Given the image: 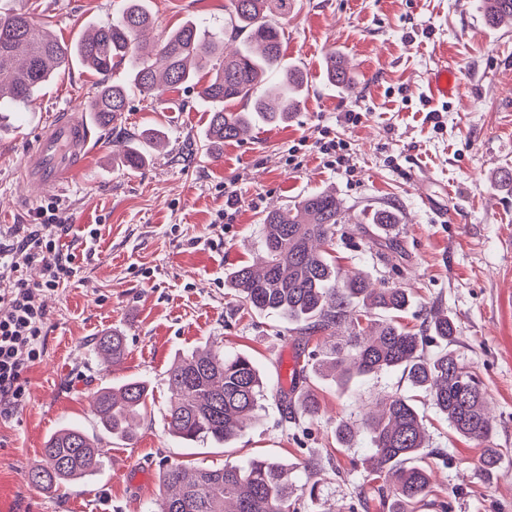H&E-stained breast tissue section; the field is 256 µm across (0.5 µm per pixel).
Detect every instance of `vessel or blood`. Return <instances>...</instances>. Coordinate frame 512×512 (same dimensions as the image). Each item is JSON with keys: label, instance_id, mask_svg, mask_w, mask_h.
<instances>
[{"label": "vessel or blood", "instance_id": "vessel-or-blood-1", "mask_svg": "<svg viewBox=\"0 0 512 512\" xmlns=\"http://www.w3.org/2000/svg\"><path fill=\"white\" fill-rule=\"evenodd\" d=\"M427 86L432 95L445 99L458 95L456 72L449 66L433 70ZM90 130L79 110L62 113L39 134L21 163L22 181L35 192L67 184L90 153Z\"/></svg>", "mask_w": 512, "mask_h": 512}]
</instances>
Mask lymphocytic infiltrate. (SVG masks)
I'll use <instances>...</instances> for the list:
<instances>
[{"label":"lymphocytic infiltrate","mask_w":512,"mask_h":512,"mask_svg":"<svg viewBox=\"0 0 512 512\" xmlns=\"http://www.w3.org/2000/svg\"><path fill=\"white\" fill-rule=\"evenodd\" d=\"M58 205L46 207L43 222L26 229H7L0 242V413L7 412L25 395V373L40 361L44 351L47 309L43 298L57 291L77 273L73 254L62 252L59 240L69 227L59 221ZM41 261L43 279L29 283L23 266Z\"/></svg>","instance_id":"lymphocytic-infiltrate-1"}]
</instances>
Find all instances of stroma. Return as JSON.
<instances>
[{"label":"stroma","instance_id":"35a3bbf8","mask_svg":"<svg viewBox=\"0 0 512 512\" xmlns=\"http://www.w3.org/2000/svg\"><path fill=\"white\" fill-rule=\"evenodd\" d=\"M117 2L16 0L32 5L36 18L67 42L111 18ZM225 2L148 0L155 18L150 37L189 18L223 26ZM332 51L348 61L353 93L325 81ZM282 56L308 75L298 112L284 125L225 143L215 158L201 149L208 106L195 88L160 103L135 95L121 120L95 127L90 157L63 190L26 202L25 152L55 113L85 108L99 82L79 65L48 83L15 128L0 132V226L37 223L39 207L60 203L69 224L61 243L79 266L46 295L45 353L25 375L23 399L0 415V512H145L158 487L135 490L130 477L158 473L163 460L219 467L274 456L298 463L311 452L322 465L299 473V481L318 482L322 501L336 512L356 505L367 439L342 447L336 425L359 420L387 395H411L402 371L345 391L308 376L320 412L292 423L268 392L257 423L224 450L180 443L164 428L166 372L183 352L218 342L225 352L249 354L269 382L284 385L289 356L318 353L323 334L307 340L288 322L247 309L228 276L261 257L268 211L325 189L335 191L345 216L337 266L367 273L378 288L411 289L413 303L401 321L414 333H423L429 310L448 312L458 327L448 348L486 391L491 443L506 451L491 477L481 447L456 437L428 401H416L433 446L446 453L434 462L439 499L448 512H512V191L495 182L498 170L512 169V27L487 28L475 0H292ZM443 62L455 67L460 99L442 102L427 92L429 73ZM350 109L360 112V123H345ZM146 128L160 130L165 142L145 167L128 172L118 161L121 144ZM327 129L348 142V169L327 166L318 153ZM297 143L295 167L288 149ZM228 186L237 209L231 223L220 224ZM379 209L400 218L396 236L406 257L397 275L370 254L361 232ZM90 226L99 230L97 241L86 236ZM115 331L126 350L105 373L93 343ZM128 378L147 381L153 395L131 445L101 436L92 413L94 391ZM67 424L101 437L100 469L52 490L29 484L45 441Z\"/></svg>","mask_w":512,"mask_h":512}]
</instances>
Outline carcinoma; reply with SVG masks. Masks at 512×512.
I'll list each match as a JSON object with an SVG mask.
<instances>
[{"label":"carcinoma","instance_id":"carcinoma-1","mask_svg":"<svg viewBox=\"0 0 512 512\" xmlns=\"http://www.w3.org/2000/svg\"><path fill=\"white\" fill-rule=\"evenodd\" d=\"M147 0H122L112 18L90 28L80 39L66 43L27 10L0 7V113L28 106L40 90L77 61L103 76L125 66L122 78L99 86L88 106L97 122H117L137 93L160 100L168 91L209 80L198 91L210 107L203 149L213 156L227 140H238L259 123L278 125L300 106L305 77L299 68L280 64L282 25L288 21L292 0H227L228 19L221 28L188 20L159 41L146 37L153 17ZM489 28L512 25V0H476ZM326 79L349 92L353 82L344 59L330 53ZM245 102L230 112L224 103ZM158 137L131 136L120 156L128 171L141 169L147 151ZM368 222L377 234L370 242L391 267L399 266L405 251L389 233L399 223L390 210L373 213ZM344 223L336 195L310 194L293 206L270 211L263 219L262 266L236 268L229 286L251 311L272 314L302 333L321 332L335 337L345 326L348 335L330 344L323 359L302 366L342 390L358 380L401 369L412 388L429 399L452 432L478 445L490 442L486 393L476 376L448 350L457 333L455 321L431 310L426 336L407 331L399 314L412 303L403 288H375L360 272L344 273L328 258L326 246ZM441 349L425 353L426 343ZM125 338L117 333L96 339L94 351L105 367L125 353ZM172 396L165 414L167 432L185 442L209 441L225 446L258 420L267 383L255 362L244 353L226 354L214 344L184 353L167 371ZM285 414L315 417L320 403L314 389L292 385ZM149 399V388L139 378L103 387L93 398V413L112 437L131 443ZM369 462L362 490L391 500L389 512H416L435 495L432 471L425 459L431 448L424 416L407 397L392 394L379 414H368ZM104 455L102 442L78 426L52 434L42 448L40 464L27 474L28 482L52 489L83 479L97 470ZM296 465L273 457L227 463L222 468L162 464L158 483L159 510L145 512H300L316 502V485L295 495Z\"/></svg>","mask_w":512,"mask_h":512}]
</instances>
